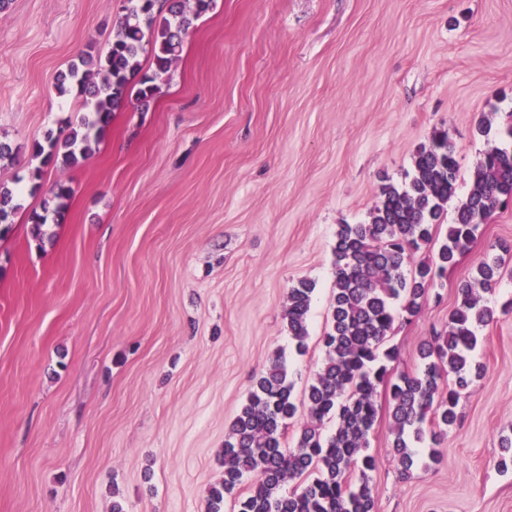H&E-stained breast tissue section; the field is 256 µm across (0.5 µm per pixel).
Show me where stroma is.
Here are the masks:
<instances>
[{
	"mask_svg": "<svg viewBox=\"0 0 512 512\" xmlns=\"http://www.w3.org/2000/svg\"><path fill=\"white\" fill-rule=\"evenodd\" d=\"M124 0H10L0 13V184L18 210L0 238V512H207L220 452L255 373L283 355L299 402L321 342L342 224H361L383 180L402 183L444 129L459 193L492 146L512 150V0H214L148 105L128 99L79 166L30 152L81 117L58 74L107 48ZM493 115L490 134L482 116ZM43 168L41 189L31 173ZM64 214L32 235L55 181ZM512 244V204L389 337L392 374L420 367L457 288L489 246ZM486 302L481 378L459 402L439 463L400 480L385 386L370 436L377 512H512V251ZM315 284L297 354L288 290Z\"/></svg>",
	"mask_w": 512,
	"mask_h": 512,
	"instance_id": "stroma-1",
	"label": "stroma"
}]
</instances>
